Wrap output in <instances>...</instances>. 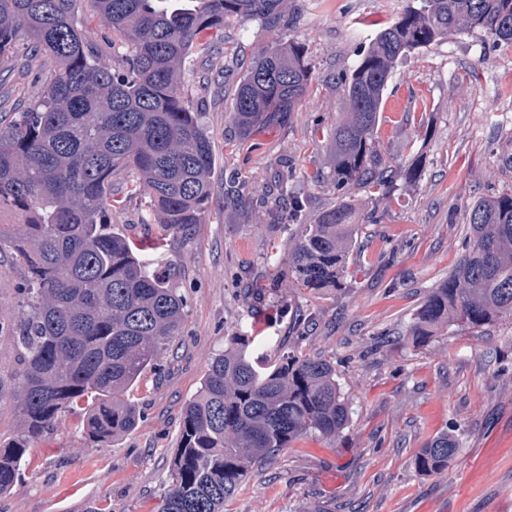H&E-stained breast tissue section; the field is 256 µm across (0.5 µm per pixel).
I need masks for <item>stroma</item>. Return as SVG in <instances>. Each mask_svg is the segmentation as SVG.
I'll use <instances>...</instances> for the list:
<instances>
[{
    "mask_svg": "<svg viewBox=\"0 0 512 512\" xmlns=\"http://www.w3.org/2000/svg\"><path fill=\"white\" fill-rule=\"evenodd\" d=\"M414 0H283L295 22L270 29L256 20L226 27L212 56L186 66L184 94L212 137V197L185 233L146 223L149 199L112 179V229L136 242H162L160 268L185 319L158 366L131 389L137 427L103 444L83 431L81 413L62 415L31 445L20 479L0 494V512H158L171 483L182 409L199 391L228 336L254 337L251 357L291 352L325 358L351 411L333 440L307 434L276 452L224 504V512H512V322L479 331L442 328L428 345L408 325L473 241L469 215L483 198L512 190V46L463 29L412 50L392 70L379 115L378 147L392 170L385 195L361 186L337 191L307 180L329 171L330 135L351 105L338 76L360 61L376 33ZM304 46L312 70L306 95L286 122L250 139L233 118L235 83L276 41ZM0 74V111L28 102L45 69L26 43ZM291 173L305 222L342 203L358 226L344 284L313 292L274 279L295 227H271L258 198ZM26 266L0 250V442L17 433L16 361L10 345ZM262 285L266 294L248 293ZM462 439L440 475L413 460L438 433Z\"/></svg>",
    "mask_w": 512,
    "mask_h": 512,
    "instance_id": "stroma-1",
    "label": "stroma"
}]
</instances>
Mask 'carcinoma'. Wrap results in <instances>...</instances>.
I'll return each instance as SVG.
<instances>
[{
    "label": "carcinoma",
    "instance_id": "1",
    "mask_svg": "<svg viewBox=\"0 0 512 512\" xmlns=\"http://www.w3.org/2000/svg\"><path fill=\"white\" fill-rule=\"evenodd\" d=\"M77 0H0V60L16 42L44 57L49 76L35 95L0 120V244L29 270L15 324L17 406L21 424L0 448V493L19 479L27 448L61 415L84 411L86 434L102 443L133 430L140 410L130 390L179 334L183 302L172 274L112 231V177L129 174L128 192L149 198L166 232L199 224L211 199V138L180 88L181 72L208 30L257 19L289 22L282 0H90L112 39L95 41L75 14ZM382 29L344 79L351 117L332 134L333 166L315 171L342 189L361 183L380 192L391 182L374 129L395 63L462 27L512 44V0H420ZM311 70L298 43L264 48L239 78L234 116L243 136L284 120L305 95ZM289 177L279 191L288 214L266 208L279 225L302 217ZM473 244L457 270L427 295L409 325L418 344L443 325L478 330L512 321V193L478 201ZM275 274L301 288L342 286L356 225L339 204L297 225ZM250 338L231 336L209 364L197 395L182 410L172 481L159 512H224L265 459L315 432L339 436L349 411L326 359L284 353L251 360ZM460 440L444 432L419 449L424 475L448 470Z\"/></svg>",
    "mask_w": 512,
    "mask_h": 512
}]
</instances>
